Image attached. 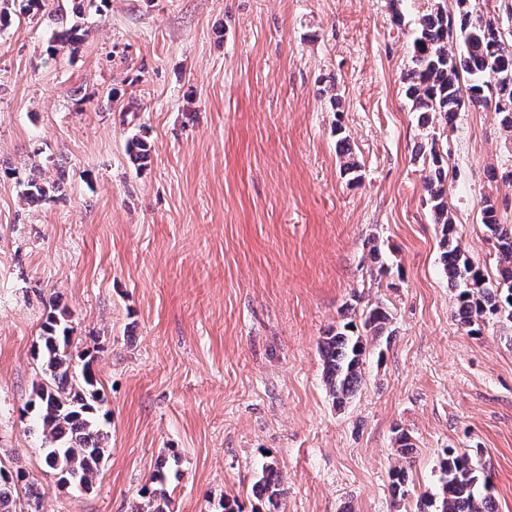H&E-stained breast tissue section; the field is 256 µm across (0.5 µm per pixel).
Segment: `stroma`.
Returning <instances> with one entry per match:
<instances>
[{
  "mask_svg": "<svg viewBox=\"0 0 512 512\" xmlns=\"http://www.w3.org/2000/svg\"><path fill=\"white\" fill-rule=\"evenodd\" d=\"M434 0H104L49 49L46 17L0 30V464L46 512H131L167 458L174 512H417L444 449H478L496 512H512V329L465 332L440 264L404 94L415 23ZM341 98L333 111L326 86ZM361 177L340 173L335 125ZM145 131L137 167L128 137ZM440 148L466 257L497 281L481 222L512 224V140L459 112ZM64 171L38 205L20 180ZM378 245L385 264L372 262ZM72 310L107 395L108 457L91 492L59 485L20 410L50 299ZM383 304L345 405L318 342L346 306ZM413 451L400 458L395 429ZM276 507L252 488L268 462ZM406 465L409 493L390 472Z\"/></svg>",
  "mask_w": 512,
  "mask_h": 512,
  "instance_id": "stroma-1",
  "label": "stroma"
}]
</instances>
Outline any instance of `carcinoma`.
Here are the masks:
<instances>
[{
	"instance_id": "obj_1",
	"label": "carcinoma",
	"mask_w": 512,
	"mask_h": 512,
	"mask_svg": "<svg viewBox=\"0 0 512 512\" xmlns=\"http://www.w3.org/2000/svg\"><path fill=\"white\" fill-rule=\"evenodd\" d=\"M19 11L41 14L57 27L55 40L64 46L78 36V25L69 21L63 0H18ZM468 0H457L458 14L451 16L439 5L418 19L412 41V67L403 78L411 109L421 113L423 124L437 123L445 131L465 104L491 108L506 136H512V44L511 32L502 33L494 19L472 11ZM458 37L460 49L448 50L450 36ZM336 147L340 167L354 174L359 165L352 155L341 124H336ZM440 134L429 142L425 188L433 223L440 227V262L455 291L454 317L467 333L496 320L512 328V225L501 224L495 208L485 204L482 223L495 240L494 249L502 284L492 287L480 269L469 264L456 238L455 224L446 200L448 155L437 147ZM127 150L134 162L144 166L151 146L143 132L131 136ZM64 178L53 183L30 180L23 197L39 203L61 194ZM70 311L53 299L41 325L36 354L43 360L46 377L34 397L21 409L31 416L41 436L43 462L49 473L64 485L93 489L109 448L101 419L105 398L98 388L93 357L72 351L73 328ZM392 322L391 312L376 304L361 315V324L347 321L329 329L319 342L325 386L332 400L343 404L358 391L363 376L365 337L383 336ZM83 361L81 373L74 371L75 359ZM479 451L448 448L440 462L437 491L421 498L418 512H493L487 478L479 469ZM393 496L407 493L404 468L390 474ZM33 500V512H44L36 487L25 474L0 468V512H17L19 493ZM282 477L273 464L262 468L256 494L274 502L283 495ZM133 512H171V499L162 477L139 492Z\"/></svg>"
}]
</instances>
